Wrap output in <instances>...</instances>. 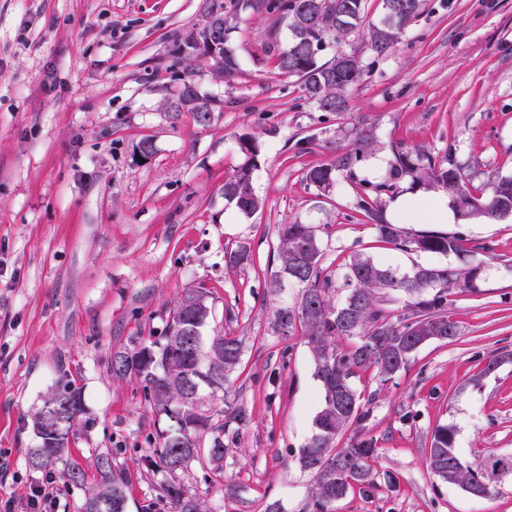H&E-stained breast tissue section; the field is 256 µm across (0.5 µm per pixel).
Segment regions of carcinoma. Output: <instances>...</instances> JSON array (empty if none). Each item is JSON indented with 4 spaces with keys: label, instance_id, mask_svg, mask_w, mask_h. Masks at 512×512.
<instances>
[{
    "label": "carcinoma",
    "instance_id": "carcinoma-1",
    "mask_svg": "<svg viewBox=\"0 0 512 512\" xmlns=\"http://www.w3.org/2000/svg\"><path fill=\"white\" fill-rule=\"evenodd\" d=\"M366 0H235L233 15L224 21V61L217 72L230 81L241 72V62L230 44L236 15L273 14L288 21V45L277 54L276 68L298 77L307 100L325 112H343L347 96L370 73L377 60L389 56L400 36L421 14L424 0H383L379 20L365 22ZM318 16L317 28L309 26L310 17ZM367 24L364 46L349 52L338 51L327 61L322 53L345 41L362 24ZM203 100L206 112H194L200 126L211 124L212 99L191 82L183 84L169 103L171 112L182 111L181 104ZM380 148L373 129L362 127L350 148L330 161L310 167L304 178L324 193L340 185L345 175L355 184L356 209L372 223L381 241L404 253L447 256L467 251L466 239L459 233L423 231L409 234L401 226L383 218L380 197L396 191L398 183L408 178L426 190H444L458 218L476 217L500 220L512 217V175L501 176L488 190L478 194L468 188L463 169L455 162L454 149L442 156L418 149L391 147L393 163L389 178L373 183L358 178L355 167ZM244 161L224 180V199L245 215L263 206L254 189V175L259 169L258 149L248 138L239 142ZM277 268L273 286L281 287L286 274L296 282L295 302L277 309L273 329L290 336L301 328V336L314 362V376L321 389V406L313 420L314 433L297 457L300 467L313 475L310 489L313 512H332L334 503L352 491L375 487L373 462L377 440L355 436L338 446L337 438L346 428L368 419L370 406L379 396L357 390L354 379L374 370L381 382L407 369L412 355L433 341L452 342L459 327L448 316L450 297L470 292L481 278V265L458 267L416 264L400 274L358 251L350 253L344 264L342 281L326 266V252L312 224L294 220L278 227ZM230 269L252 262L245 246L224 253ZM345 290L338 303L336 288ZM405 297L403 312L393 316L387 304ZM209 291L203 286L184 291L169 311L161 335L136 342L112 354V373L130 378L140 386L145 401L164 414L171 425L159 432L155 448L145 463L155 474L168 476L160 483L159 501L167 512H207L199 498L192 496L175 479L190 461L200 458L201 440L208 436V461L224 460V411L206 407L204 392L215 395L224 390L228 376L242 359L239 339L216 335L198 347L184 339L198 326L197 317L211 313ZM353 340L349 347L342 341ZM217 377L216 384L201 382V374ZM81 393L61 385L47 394L33 415V430L40 439L29 463L41 470L69 455V444L77 427L88 426ZM431 474L457 485L474 497L487 499L498 493L501 478L512 474V454L490 453L480 466L473 467L455 448V431L438 425L431 432L430 446L424 460ZM96 486L85 495L82 512H101L100 504H109L106 512H126L125 477L116 472L112 458L96 455Z\"/></svg>",
    "mask_w": 512,
    "mask_h": 512
}]
</instances>
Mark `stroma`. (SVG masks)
<instances>
[{"mask_svg":"<svg viewBox=\"0 0 512 512\" xmlns=\"http://www.w3.org/2000/svg\"><path fill=\"white\" fill-rule=\"evenodd\" d=\"M214 11L232 13V0H0V456L10 463L0 498H12L13 512H29V487L46 479L54 512H81L84 493L60 468L28 464L40 443L31 415L63 377L94 421L72 438V461L88 469L96 454L111 456L127 480V512H158L160 478L145 457L169 421L134 380L113 376L112 353L159 335L182 291L198 284L210 292L205 335L237 337L243 348L212 404L245 419L224 441L222 468L201 458L176 480L209 512L273 503L311 512L312 477L297 456L321 394L301 335L273 331L274 309L297 295L270 286L278 225L315 224L335 266L354 250L401 273L466 259L390 249L351 188L322 194L306 169L367 126L385 157L394 144L454 150L472 189L512 175V0H425L395 54L339 113L274 71L288 29L272 15L238 18L231 41L242 72L232 82L206 59L176 55ZM186 82L212 97L210 126L168 111ZM145 138L155 145L148 159L137 152ZM243 138L258 146L254 188L264 201L250 216L224 198ZM443 229L480 247L484 275L451 298L454 341L424 345L387 382L370 370L357 379L378 397L362 427L340 439L360 430L376 439L377 487L349 493L333 512H512V476L480 499L424 466L441 424L472 464L512 453V362L481 373L488 355L512 352V222ZM241 244L252 263L227 270L225 251Z\"/></svg>","mask_w":512,"mask_h":512,"instance_id":"stroma-1","label":"stroma"}]
</instances>
